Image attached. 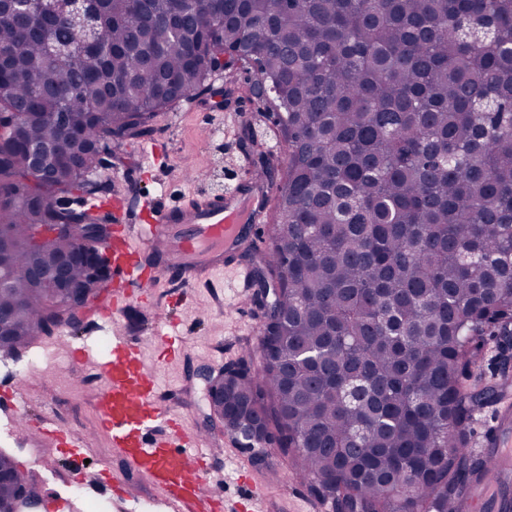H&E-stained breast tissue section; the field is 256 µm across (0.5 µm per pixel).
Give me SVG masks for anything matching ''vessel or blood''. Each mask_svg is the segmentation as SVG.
I'll use <instances>...</instances> for the list:
<instances>
[{"label": "vessel or blood", "mask_w": 512, "mask_h": 512, "mask_svg": "<svg viewBox=\"0 0 512 512\" xmlns=\"http://www.w3.org/2000/svg\"><path fill=\"white\" fill-rule=\"evenodd\" d=\"M114 209L123 230L112 241V274L122 284V299L105 306L103 314L115 325L129 302L147 294L157 279L181 287L213 282L224 271L222 255L230 243L264 221L253 192L240 184L220 196L193 192L187 205L145 206L136 212L119 201ZM101 376L95 397L99 425L112 447L156 490L155 512H236L235 505L207 492L202 442L197 437L185 441L178 416L157 402L154 377L138 342L115 332L112 359L102 365ZM160 423L166 436L154 432ZM39 430L46 441L63 448L71 473L80 474L86 438L64 427L48 408L39 416ZM135 499L125 479L113 475L116 512H126Z\"/></svg>", "instance_id": "vessel-or-blood-1"}]
</instances>
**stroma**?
I'll use <instances>...</instances> for the list:
<instances>
[{
  "mask_svg": "<svg viewBox=\"0 0 512 512\" xmlns=\"http://www.w3.org/2000/svg\"><path fill=\"white\" fill-rule=\"evenodd\" d=\"M222 76L239 88L229 100L216 96L213 84L208 82L196 98L156 115L147 140L162 146L164 153L158 162L146 165L135 141L112 145L104 152L97 178L107 186L109 195L124 196L135 205L159 192L168 201H182L201 184L218 193L228 186L222 172L223 146H230L237 164L257 159L265 149V140L277 132L278 114L268 97L248 92V85L255 80L254 70H226ZM205 123L214 129L213 138H201L199 130ZM223 282L220 288L199 286L183 293L165 281L154 287L153 300L170 309L184 338L183 358L161 356L152 342L158 320L140 305L129 306L120 325L121 331L138 341L162 402L178 408L190 434L207 430L208 403L198 369L218 368L238 359L241 348L255 344L262 330L258 308H250L245 317L233 311L239 296H253V289L239 291L238 279L230 272L224 274ZM112 329L100 311L93 310L86 313L79 327L38 336L10 356L0 353V392L22 386L29 415L39 416L44 407H51L64 419L66 427L87 437L90 462L85 465L80 481L68 479L59 451H52L46 458L40 456V439L19 443L1 430L0 451L18 460L21 470L32 477L44 497L56 493L69 495L79 512H112V491L104 476L108 470L139 487L145 500L137 510L148 512V500L155 497V490L145 485L141 476L112 448L99 426L94 407V397L102 386L97 367L109 355ZM72 336L89 346L88 360L80 362L73 357L68 343ZM465 385L476 391H491L472 417L469 455L478 456L483 448H512L511 428L493 438L488 435L501 416L512 415V338H487L479 367ZM206 444L212 451L207 460L206 489L222 496L225 503L236 502L243 494L239 473L245 470L263 493L257 512H269L273 507L278 512H337L334 500L315 497L305 484L285 477L286 463L274 446L266 445L256 451L243 449L229 437L219 443L208 437ZM258 453L265 456L264 465L254 463L253 457Z\"/></svg>",
  "mask_w": 512,
  "mask_h": 512,
  "instance_id": "1",
  "label": "stroma"
}]
</instances>
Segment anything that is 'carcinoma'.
Returning a JSON list of instances; mask_svg holds the SVG:
<instances>
[{
  "instance_id": "1",
  "label": "carcinoma",
  "mask_w": 512,
  "mask_h": 512,
  "mask_svg": "<svg viewBox=\"0 0 512 512\" xmlns=\"http://www.w3.org/2000/svg\"><path fill=\"white\" fill-rule=\"evenodd\" d=\"M1 53V353L72 325L30 273L103 224L55 201L104 192L90 175L105 146L145 137L223 56L255 68L288 147L284 170L263 154L247 170L281 177L272 248L230 251L258 288L263 367L225 397L223 431L248 405L340 512H462L481 470L466 423L486 399L462 377L483 336H512V0H148L141 20L106 0L90 29L37 5L0 14ZM77 83L90 94L66 95ZM30 142L86 173L29 184ZM70 276L99 296L82 266ZM2 469L11 501L27 478L6 454Z\"/></svg>"
}]
</instances>
